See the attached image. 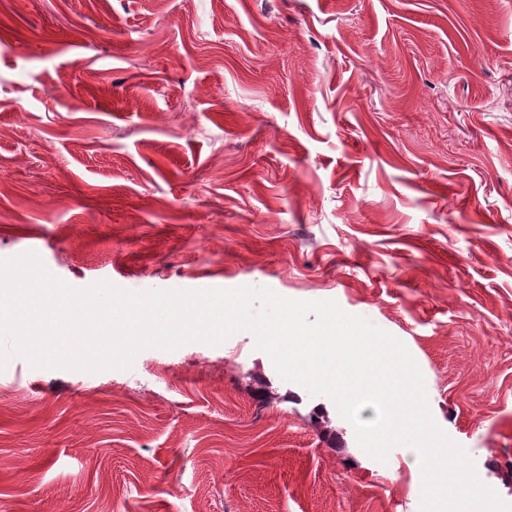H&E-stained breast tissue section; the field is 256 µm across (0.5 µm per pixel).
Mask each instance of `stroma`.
<instances>
[{
  "mask_svg": "<svg viewBox=\"0 0 512 512\" xmlns=\"http://www.w3.org/2000/svg\"><path fill=\"white\" fill-rule=\"evenodd\" d=\"M267 287L402 341L512 503V0H0V258ZM247 332L0 372L6 512H419Z\"/></svg>",
  "mask_w": 512,
  "mask_h": 512,
  "instance_id": "35a3bbf8",
  "label": "stroma"
}]
</instances>
